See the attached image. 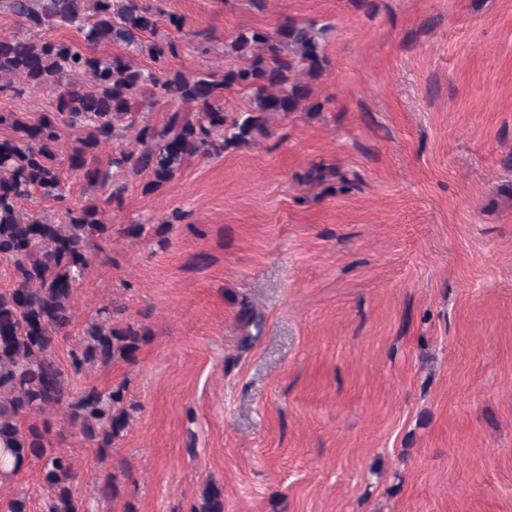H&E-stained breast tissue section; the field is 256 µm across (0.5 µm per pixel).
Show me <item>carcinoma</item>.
I'll use <instances>...</instances> for the list:
<instances>
[{"label":"carcinoma","mask_w":512,"mask_h":512,"mask_svg":"<svg viewBox=\"0 0 512 512\" xmlns=\"http://www.w3.org/2000/svg\"><path fill=\"white\" fill-rule=\"evenodd\" d=\"M8 7L31 28L84 23L86 31L79 42L0 38V76H17L54 96L53 111L34 122L14 112L0 114V125L10 129L0 138V257L12 263V285L0 289V482L40 462L42 481L51 490L47 512H82L74 462L53 446L52 425L39 416L64 409L80 439L103 455L127 426L122 388L105 393L92 386L75 394L53 356L72 324L76 284L108 225L97 200L65 208L56 224L21 211L20 203L35 195L66 200L59 149L67 136L70 170L92 186H109V204L122 201L127 169L149 173L144 190L155 192L188 158L252 146L270 136L276 115L321 111L322 104L311 101L310 81L328 64L323 45L328 26L284 15L272 30L239 31L228 48L243 64L187 77L165 70L166 58L177 55L174 40H143L142 34L155 33L156 20L141 0H9ZM112 43L148 55L157 71L146 73L122 56L98 54V45ZM73 75L87 77L91 89L71 82ZM147 83L154 95L197 103V113L176 110L161 125H142L136 150L101 165L98 148L119 136ZM232 89L248 94L242 112L224 111V92ZM147 336L131 323L112 324L110 312L99 315L70 351L71 368L78 374L87 365L131 362ZM97 487L99 497L110 501L119 492L117 476L99 475ZM199 512H224L216 485L204 488Z\"/></svg>","instance_id":"obj_1"}]
</instances>
